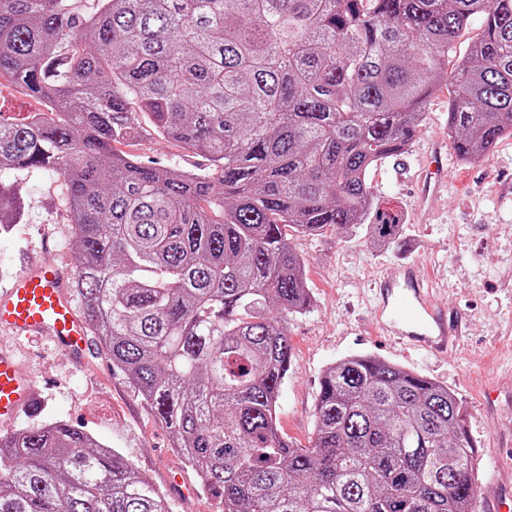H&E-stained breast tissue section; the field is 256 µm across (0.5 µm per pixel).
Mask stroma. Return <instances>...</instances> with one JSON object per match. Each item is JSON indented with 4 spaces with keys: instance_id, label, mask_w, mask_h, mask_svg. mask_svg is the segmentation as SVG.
Wrapping results in <instances>:
<instances>
[{
    "instance_id": "stroma-1",
    "label": "stroma",
    "mask_w": 512,
    "mask_h": 512,
    "mask_svg": "<svg viewBox=\"0 0 512 512\" xmlns=\"http://www.w3.org/2000/svg\"><path fill=\"white\" fill-rule=\"evenodd\" d=\"M426 120L400 162L372 168L367 180L380 209L402 219L399 245L376 248L364 231L292 235L306 260L313 305L287 316L292 361L278 400L283 435L305 446L313 437L315 403L324 371L356 354L395 363L448 387L464 403L477 441L479 512H494L493 493L512 495V137L478 160L460 162L448 143V90L428 100ZM443 143L448 178L428 200L420 184L436 143ZM127 153L168 167L202 169L206 159L181 144L150 134ZM14 185L22 219L0 230V287L29 262L48 256L72 273L74 228L62 178L54 172L0 170ZM435 245L423 255L420 278L436 298L458 309L469 332L447 357L415 351L375 330L374 288L398 273L409 240ZM0 346L15 349L43 397L39 412L23 413L14 429L36 430L53 421L80 426L118 449L166 496L169 512H220L216 498L172 448L168 433L101 348L85 365L71 363L44 337L0 332Z\"/></svg>"
}]
</instances>
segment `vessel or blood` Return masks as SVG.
Listing matches in <instances>:
<instances>
[{
    "instance_id": "b4317fda",
    "label": "vessel or blood",
    "mask_w": 512,
    "mask_h": 512,
    "mask_svg": "<svg viewBox=\"0 0 512 512\" xmlns=\"http://www.w3.org/2000/svg\"><path fill=\"white\" fill-rule=\"evenodd\" d=\"M375 318L383 335L441 355L463 333L460 318L437 306L410 263L402 266L398 278L381 282ZM0 329L18 336L52 337L76 361L88 350L87 324L74 304L69 278L48 257L29 263L0 291ZM38 395L16 358L0 350V420H12L29 409Z\"/></svg>"
}]
</instances>
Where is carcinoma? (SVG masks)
Instances as JSON below:
<instances>
[{
  "mask_svg": "<svg viewBox=\"0 0 512 512\" xmlns=\"http://www.w3.org/2000/svg\"><path fill=\"white\" fill-rule=\"evenodd\" d=\"M3 76L47 111H0V170L62 177L91 333L224 512H476L467 410L395 363L328 367L311 444L279 433L282 314L312 305L289 232L398 241L367 175L407 152L442 85L460 159L512 137V0H0ZM140 113L207 169L124 154ZM19 216L0 187V226ZM0 512L168 505L55 421L0 435Z\"/></svg>",
  "mask_w": 512,
  "mask_h": 512,
  "instance_id": "obj_1",
  "label": "carcinoma"
}]
</instances>
